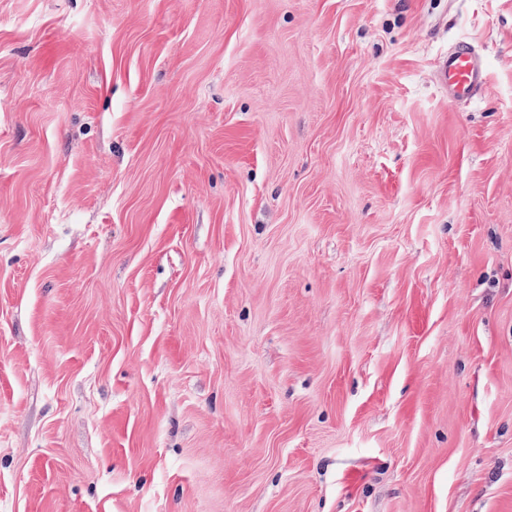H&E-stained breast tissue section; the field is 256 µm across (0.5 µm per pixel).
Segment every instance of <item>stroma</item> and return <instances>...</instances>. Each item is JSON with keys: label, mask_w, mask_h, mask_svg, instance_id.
<instances>
[{"label": "stroma", "mask_w": 512, "mask_h": 512, "mask_svg": "<svg viewBox=\"0 0 512 512\" xmlns=\"http://www.w3.org/2000/svg\"><path fill=\"white\" fill-rule=\"evenodd\" d=\"M0 512H512V0H0ZM486 76L479 52L467 42L449 48L440 63L439 83L451 103L477 97L486 84Z\"/></svg>", "instance_id": "35a3bbf8"}]
</instances>
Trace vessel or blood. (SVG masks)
<instances>
[{"instance_id":"vessel-or-blood-1","label":"vessel or blood","mask_w":512,"mask_h":512,"mask_svg":"<svg viewBox=\"0 0 512 512\" xmlns=\"http://www.w3.org/2000/svg\"><path fill=\"white\" fill-rule=\"evenodd\" d=\"M486 76L479 52L466 42L449 48L440 63L439 83L452 103L477 97L486 84Z\"/></svg>"}]
</instances>
